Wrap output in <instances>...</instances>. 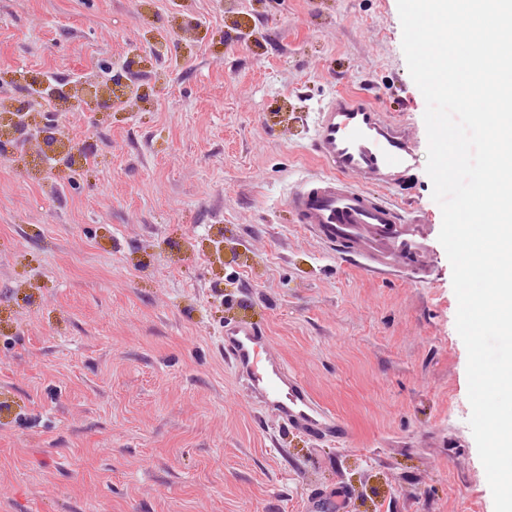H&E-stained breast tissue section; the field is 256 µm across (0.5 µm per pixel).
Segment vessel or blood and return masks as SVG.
Returning a JSON list of instances; mask_svg holds the SVG:
<instances>
[{
	"instance_id": "b4317fda",
	"label": "vessel or blood",
	"mask_w": 512,
	"mask_h": 512,
	"mask_svg": "<svg viewBox=\"0 0 512 512\" xmlns=\"http://www.w3.org/2000/svg\"><path fill=\"white\" fill-rule=\"evenodd\" d=\"M313 149L330 172L309 177L288 193L298 223L367 271L405 270L425 278L430 244L419 217L365 190L369 184H396L415 160L413 140L367 98L339 94L318 112ZM224 357L251 396L289 424L314 429L334 422L254 327L226 324Z\"/></svg>"
}]
</instances>
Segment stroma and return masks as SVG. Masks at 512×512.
Here are the masks:
<instances>
[{
	"label": "stroma",
	"instance_id": "obj_1",
	"mask_svg": "<svg viewBox=\"0 0 512 512\" xmlns=\"http://www.w3.org/2000/svg\"><path fill=\"white\" fill-rule=\"evenodd\" d=\"M401 40L397 0H0V512H494ZM345 91L416 144L427 281L287 205ZM228 323L341 437L250 397Z\"/></svg>",
	"mask_w": 512,
	"mask_h": 512
}]
</instances>
